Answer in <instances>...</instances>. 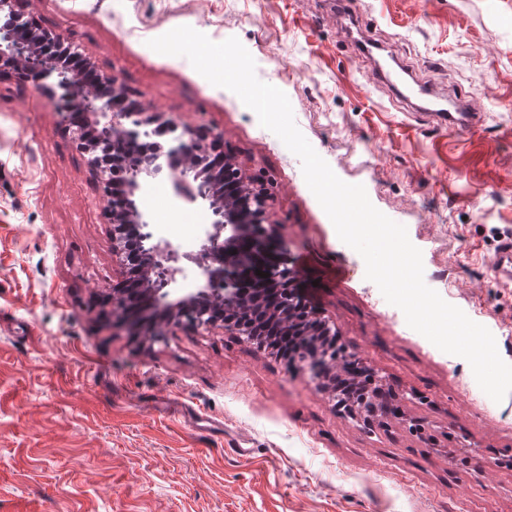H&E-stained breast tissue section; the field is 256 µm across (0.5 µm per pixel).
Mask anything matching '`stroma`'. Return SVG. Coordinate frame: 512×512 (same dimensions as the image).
<instances>
[{
	"label": "stroma",
	"mask_w": 512,
	"mask_h": 512,
	"mask_svg": "<svg viewBox=\"0 0 512 512\" xmlns=\"http://www.w3.org/2000/svg\"><path fill=\"white\" fill-rule=\"evenodd\" d=\"M98 74L180 127L205 126L270 190L300 291L400 413L376 433L318 380L221 330L127 336L108 198L53 87L0 78V512H512V393L411 329L365 277L299 159L233 92L147 45L188 25L239 41L344 182L407 229L424 280L512 363V0H21ZM424 91L405 97L384 73ZM459 101L479 123L449 129ZM157 233L190 251L210 221L154 184Z\"/></svg>",
	"instance_id": "1"
}]
</instances>
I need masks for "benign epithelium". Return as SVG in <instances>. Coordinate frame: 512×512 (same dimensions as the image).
<instances>
[{
    "instance_id": "1",
    "label": "benign epithelium",
    "mask_w": 512,
    "mask_h": 512,
    "mask_svg": "<svg viewBox=\"0 0 512 512\" xmlns=\"http://www.w3.org/2000/svg\"><path fill=\"white\" fill-rule=\"evenodd\" d=\"M0 15L13 19V24L0 27V60L8 57L22 65L35 87L51 80L61 90L58 106L68 133L83 152H89L92 142L101 150L93 154L90 166L105 195H110V174L118 172L125 181L124 202L107 211L112 252L128 268L140 265L153 287L112 289V311L119 312L117 323L135 336H160L164 325L185 324L197 330L222 329L253 340L255 327L273 311L266 300L270 293L290 315L287 324L305 337L295 356L302 371L320 378L341 367L340 350L313 339L319 331L335 334L331 326L314 312L295 316L299 295L293 288L294 272L286 265V244L278 222L271 217L267 189L226 155L227 191L224 200H215L213 180L201 159L221 147L222 136L207 129L180 131L173 119H165L159 112L148 119L137 110L118 108L114 97L124 94V86L117 76L93 77L95 83L112 89L110 95L88 90L57 54L33 47L23 36L35 29V24L19 10V0H0ZM156 179L170 183L175 205L211 211V222L202 228L194 250L184 252L157 235L140 210L139 193ZM182 260L197 268V287H176ZM258 270L268 277L256 275ZM243 280L259 282L261 287L242 313L236 308L239 293L233 285ZM388 401H393L392 393L383 377L372 372L360 403L343 402L337 408L373 433L392 411Z\"/></svg>"
}]
</instances>
